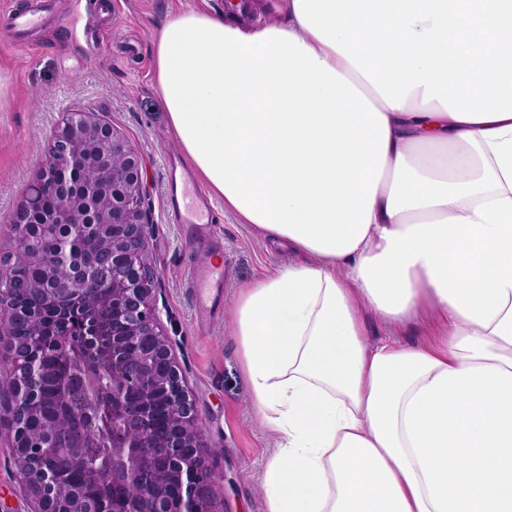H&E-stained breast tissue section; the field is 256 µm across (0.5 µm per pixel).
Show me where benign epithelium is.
<instances>
[{"label":"benign epithelium","instance_id":"obj_1","mask_svg":"<svg viewBox=\"0 0 512 512\" xmlns=\"http://www.w3.org/2000/svg\"><path fill=\"white\" fill-rule=\"evenodd\" d=\"M39 185L57 206L35 219L25 196L0 248V347L8 353L11 453L21 490L33 512H216L214 449L159 316L161 278L149 257L153 218L139 153L102 113L67 107L47 141ZM48 239L56 250L45 266ZM24 266L40 268V283L23 275ZM103 282L112 294L98 288ZM47 302L82 312L81 335L71 336L62 322L57 346L76 343L85 352L92 367L80 377L83 398L112 419V467L87 472L102 490L96 498L60 485L51 464L93 459L100 421L54 423L37 443L26 429L43 384L34 354ZM104 370L112 373L106 391L97 386Z\"/></svg>","mask_w":512,"mask_h":512}]
</instances>
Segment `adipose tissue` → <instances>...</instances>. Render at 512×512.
<instances>
[{
  "label": "adipose tissue",
  "mask_w": 512,
  "mask_h": 512,
  "mask_svg": "<svg viewBox=\"0 0 512 512\" xmlns=\"http://www.w3.org/2000/svg\"><path fill=\"white\" fill-rule=\"evenodd\" d=\"M153 62L198 181L296 255L235 300L265 512H512V0H197ZM367 339L371 343L385 340H397L400 343L419 342L438 329L435 314L430 310L421 312L417 317L400 326L386 324L375 317L367 316Z\"/></svg>",
  "instance_id": "adipose-tissue-1"
}]
</instances>
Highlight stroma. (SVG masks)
<instances>
[{
  "label": "stroma",
  "mask_w": 512,
  "mask_h": 512,
  "mask_svg": "<svg viewBox=\"0 0 512 512\" xmlns=\"http://www.w3.org/2000/svg\"><path fill=\"white\" fill-rule=\"evenodd\" d=\"M188 0H44L43 23L11 34L0 20V69L9 84L0 97V235L10 213L33 184L44 149L63 105L103 113L141 154L152 217L149 255L162 290L158 307L196 400L215 453L210 463L223 478L216 512H265L260 480L274 436L255 419L249 385L228 325L237 289L292 255L275 247L251 225L238 223L212 203L214 223L195 242L173 223L168 202L170 176L188 166L161 105L152 58L166 15ZM224 258V288L210 319H200L187 291L192 267ZM368 340L418 342L436 332L432 311L392 326L368 317ZM10 429L0 426V512H30L18 487L9 450Z\"/></svg>",
  "instance_id": "35a3bbf8"
}]
</instances>
